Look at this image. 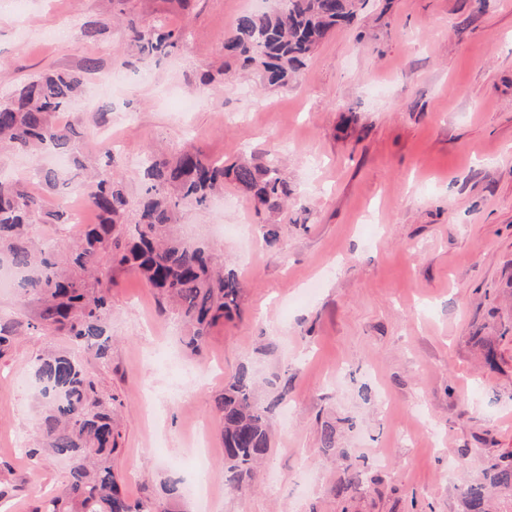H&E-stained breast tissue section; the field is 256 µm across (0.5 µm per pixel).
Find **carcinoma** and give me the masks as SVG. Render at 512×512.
<instances>
[{
    "label": "carcinoma",
    "mask_w": 512,
    "mask_h": 512,
    "mask_svg": "<svg viewBox=\"0 0 512 512\" xmlns=\"http://www.w3.org/2000/svg\"><path fill=\"white\" fill-rule=\"evenodd\" d=\"M275 14L246 12L224 35L225 54L242 67L260 63L262 81L286 87L296 81L298 67L336 29L351 24L360 0H281ZM138 62L150 64L169 56L183 42L182 31L164 24L130 30ZM81 84V74L53 72L25 81L11 100L0 103V143L20 150L51 148L69 152L73 128L55 122L66 111ZM149 181L134 224V240L123 242L130 200L121 179L107 169L97 171L86 187L87 200L99 222L87 225L80 240L58 259L30 237V226L42 212L39 200L19 183L0 179V262L27 272L20 296L36 295L42 302L35 329L44 335H64L102 361L109 353L110 279L96 275L102 257L112 271L132 269L153 288L161 308L172 304L187 325L185 345L202 351L210 329L222 319L240 314L242 284L237 272L214 262L203 244L175 235L172 217L184 203L207 204L230 179L249 193L259 214L280 212L291 189L280 172L276 150L265 156L224 166L194 149L174 160L150 157L144 171ZM260 232L266 247L275 249L280 225L268 218ZM38 397L44 407L42 445L70 461L62 490L40 497L35 512H148L124 497L112 472L117 448L112 410L99 396L81 361L67 352L40 355L34 362ZM223 422L224 463L236 487L251 479L271 445L268 417L272 405L256 398L252 371L241 366L218 401ZM489 481L512 488V453L490 466ZM465 495L469 512H486L487 486L470 484Z\"/></svg>",
    "instance_id": "obj_1"
}]
</instances>
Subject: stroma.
I'll return each instance as SVG.
<instances>
[{
  "label": "stroma",
  "instance_id": "stroma-1",
  "mask_svg": "<svg viewBox=\"0 0 512 512\" xmlns=\"http://www.w3.org/2000/svg\"><path fill=\"white\" fill-rule=\"evenodd\" d=\"M277 5L0 0V102L21 81L95 59L58 120L79 131L70 160L111 161L131 200L142 196L134 159L185 147L229 165L278 143L293 190L279 250L251 259L260 218L234 182L206 209L176 210L177 233L245 285L240 317L212 327L200 354L152 288L102 266L109 359L83 361L112 401V468L149 512H467L466 486L512 451V0H366L297 83L269 87L259 67L225 58L222 40L246 10ZM129 19L182 29L180 50L143 70ZM111 135L108 157L97 141ZM54 165L0 148V174L43 209L85 206L80 182L64 193L46 183ZM39 311L36 296L0 292L14 336L0 355V512H33L68 474L37 446L34 361L69 347L34 331ZM243 365L273 406V436L235 491L217 401ZM277 376L288 381L278 406ZM345 454L358 483L346 482ZM171 475L182 479L176 501L161 490Z\"/></svg>",
  "mask_w": 512,
  "mask_h": 512
}]
</instances>
